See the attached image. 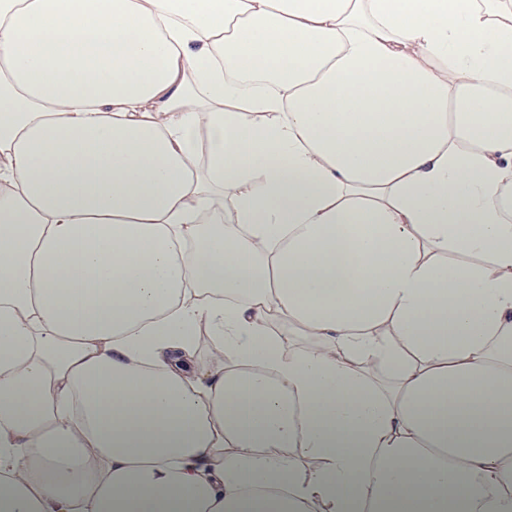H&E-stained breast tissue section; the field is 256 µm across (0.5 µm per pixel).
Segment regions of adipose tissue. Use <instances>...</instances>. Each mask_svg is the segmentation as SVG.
<instances>
[{"label":"adipose tissue","instance_id":"adipose-tissue-1","mask_svg":"<svg viewBox=\"0 0 512 512\" xmlns=\"http://www.w3.org/2000/svg\"><path fill=\"white\" fill-rule=\"evenodd\" d=\"M0 512H512V0H0Z\"/></svg>","mask_w":512,"mask_h":512}]
</instances>
